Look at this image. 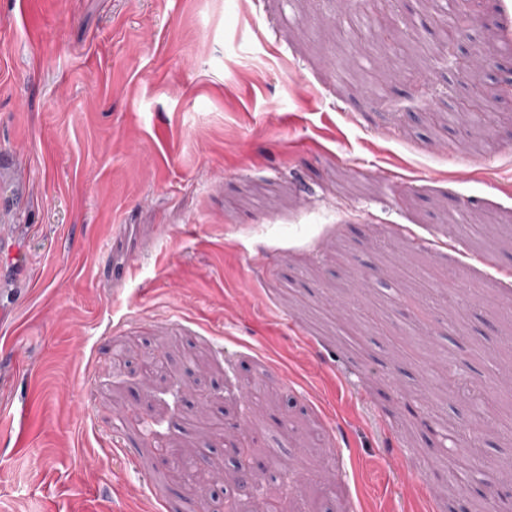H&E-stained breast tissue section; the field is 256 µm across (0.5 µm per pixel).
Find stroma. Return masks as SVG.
<instances>
[{"label": "stroma", "mask_w": 512, "mask_h": 512, "mask_svg": "<svg viewBox=\"0 0 512 512\" xmlns=\"http://www.w3.org/2000/svg\"><path fill=\"white\" fill-rule=\"evenodd\" d=\"M443 8L0 0V512H197L174 449L290 512H456L475 454L512 490L511 419L441 441L512 380V103L442 124ZM476 9L512 75V0Z\"/></svg>", "instance_id": "1"}]
</instances>
